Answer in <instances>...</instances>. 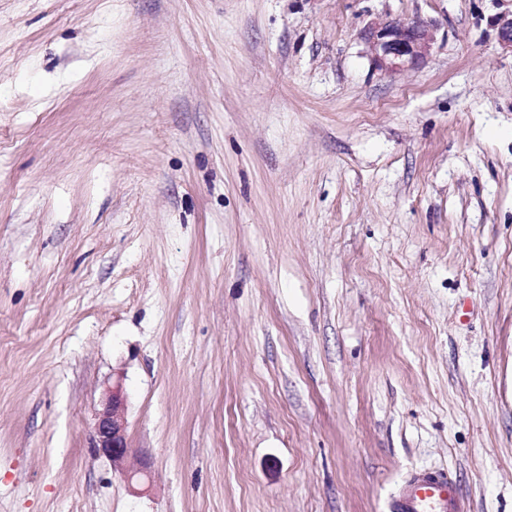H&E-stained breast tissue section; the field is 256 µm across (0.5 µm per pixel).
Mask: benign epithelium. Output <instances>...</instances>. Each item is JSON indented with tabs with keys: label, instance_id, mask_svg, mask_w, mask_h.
<instances>
[{
	"label": "benign epithelium",
	"instance_id": "benign-epithelium-1",
	"mask_svg": "<svg viewBox=\"0 0 512 512\" xmlns=\"http://www.w3.org/2000/svg\"><path fill=\"white\" fill-rule=\"evenodd\" d=\"M490 22L497 30L500 46L512 53V9L494 15ZM372 54L375 69L386 74L415 67L429 55L435 42V26L417 20L376 19L362 33ZM125 396L122 378L112 380V391L98 411L94 428V448L120 468L129 482L139 480L144 471L125 467L129 448L123 416Z\"/></svg>",
	"mask_w": 512,
	"mask_h": 512
}]
</instances>
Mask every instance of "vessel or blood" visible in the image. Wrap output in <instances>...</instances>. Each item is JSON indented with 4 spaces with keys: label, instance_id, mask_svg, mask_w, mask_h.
<instances>
[{
    "label": "vessel or blood",
    "instance_id": "obj_1",
    "mask_svg": "<svg viewBox=\"0 0 512 512\" xmlns=\"http://www.w3.org/2000/svg\"><path fill=\"white\" fill-rule=\"evenodd\" d=\"M390 512H464L457 485L429 468L412 471L401 484Z\"/></svg>",
    "mask_w": 512,
    "mask_h": 512
}]
</instances>
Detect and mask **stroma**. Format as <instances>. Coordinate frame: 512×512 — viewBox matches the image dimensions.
I'll list each match as a JSON object with an SVG mask.
<instances>
[{
    "label": "stroma",
    "mask_w": 512,
    "mask_h": 512,
    "mask_svg": "<svg viewBox=\"0 0 512 512\" xmlns=\"http://www.w3.org/2000/svg\"><path fill=\"white\" fill-rule=\"evenodd\" d=\"M498 11L0 0V512H389L421 467L512 512ZM378 17L425 61L376 70ZM435 30L434 24L417 20L381 18L371 21L362 36L375 69L391 74L422 63L435 42ZM125 396L121 377L113 378L112 391L98 411L94 428V448L112 461V466L120 467L128 482L147 476L144 471L134 467H123L129 448L125 434L123 416Z\"/></svg>",
    "instance_id": "obj_1"
}]
</instances>
